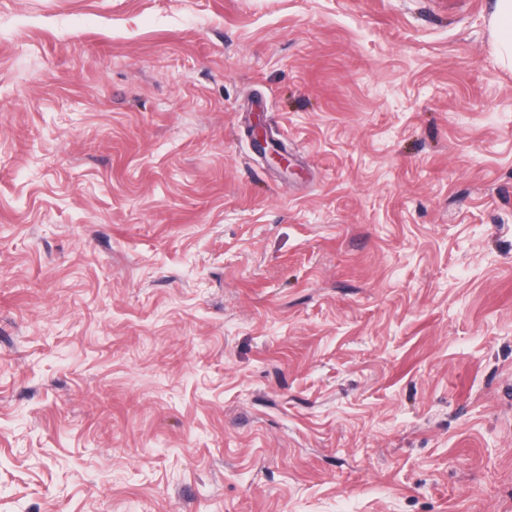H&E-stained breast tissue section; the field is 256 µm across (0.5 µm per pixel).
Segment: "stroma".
<instances>
[{"mask_svg": "<svg viewBox=\"0 0 512 512\" xmlns=\"http://www.w3.org/2000/svg\"><path fill=\"white\" fill-rule=\"evenodd\" d=\"M493 8L0 0V512H512Z\"/></svg>", "mask_w": 512, "mask_h": 512, "instance_id": "obj_1", "label": "stroma"}]
</instances>
